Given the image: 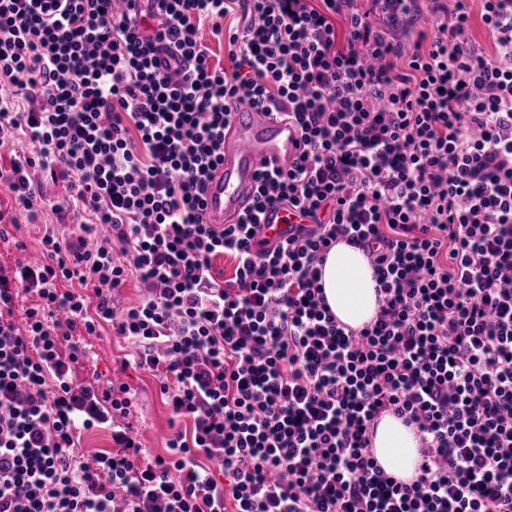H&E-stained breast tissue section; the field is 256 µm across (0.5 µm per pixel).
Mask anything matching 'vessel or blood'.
Returning <instances> with one entry per match:
<instances>
[{"label":"vessel or blood","instance_id":"b4317fda","mask_svg":"<svg viewBox=\"0 0 512 512\" xmlns=\"http://www.w3.org/2000/svg\"><path fill=\"white\" fill-rule=\"evenodd\" d=\"M400 0H379L383 23L392 25L395 37L404 31L397 24ZM304 150L297 126L287 118H272L254 109L235 112L224 133V163L204 190V220L209 224H234L251 206L261 164L279 166L297 159ZM302 216L287 206H269L261 217L262 236L272 242L287 238Z\"/></svg>","mask_w":512,"mask_h":512}]
</instances>
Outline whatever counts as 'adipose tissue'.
Returning <instances> with one entry per match:
<instances>
[{"label": "adipose tissue", "instance_id": "adipose-tissue-1", "mask_svg": "<svg viewBox=\"0 0 512 512\" xmlns=\"http://www.w3.org/2000/svg\"><path fill=\"white\" fill-rule=\"evenodd\" d=\"M326 301L344 325L358 329L371 321L377 309L376 283L364 253L345 243L333 247L322 267ZM418 442L400 419L383 416L373 438L374 455L387 472L408 479L418 460Z\"/></svg>", "mask_w": 512, "mask_h": 512}]
</instances>
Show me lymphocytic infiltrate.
Masks as SVG:
<instances>
[{"mask_svg": "<svg viewBox=\"0 0 512 512\" xmlns=\"http://www.w3.org/2000/svg\"><path fill=\"white\" fill-rule=\"evenodd\" d=\"M164 2L128 0L147 26L113 0H0V146L33 147L0 171V241L45 207L36 170L89 213L43 236L45 262L0 265V512H512V0H482L488 54L466 0L410 52L355 0ZM242 105L306 149L261 168L238 223L207 224ZM275 203L308 218L277 243L259 236ZM340 242L376 280L358 330L320 285ZM131 274L146 292L116 308ZM105 322L193 421L167 457L144 455L127 384L73 379ZM386 414L418 438L412 479L374 456ZM99 425L115 449L86 456L75 433ZM468 1H470L472 22L467 38L476 51L490 53L493 49V40L481 19L482 2L481 0ZM201 28L203 30L204 40L206 47L209 49L210 57L212 62L219 63L224 68L231 69V61L229 58V45L223 40L218 43L216 38H212L208 32L210 28V22L208 20H203L200 23Z\"/></svg>", "mask_w": 512, "mask_h": 512, "instance_id": "f902f5d3", "label": "lymphocytic infiltrate"}]
</instances>
